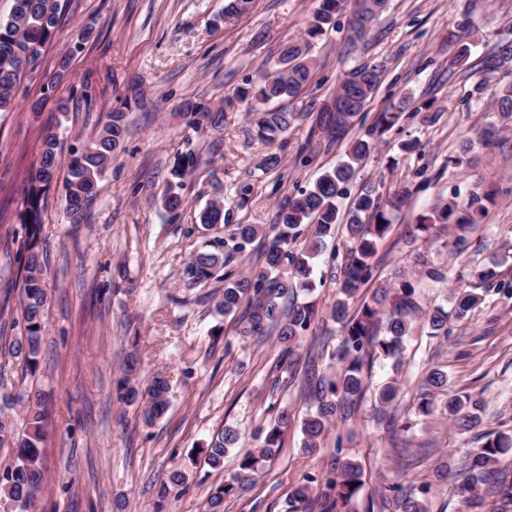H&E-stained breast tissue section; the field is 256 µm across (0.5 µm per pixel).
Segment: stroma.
<instances>
[{
    "instance_id": "obj_1",
    "label": "stroma",
    "mask_w": 512,
    "mask_h": 512,
    "mask_svg": "<svg viewBox=\"0 0 512 512\" xmlns=\"http://www.w3.org/2000/svg\"><path fill=\"white\" fill-rule=\"evenodd\" d=\"M230 0H59L60 21L39 66L23 78L13 111L0 112V334L13 336L20 315L26 228L21 222L30 174L39 161L42 134L59 135L56 182L45 193L40 246L47 251L45 335L35 376L0 350V395L39 385L49 394V434L43 469L45 492L37 512H205L216 489L237 469L242 451L261 445L281 409L297 418L278 455L263 461L255 483L226 496L224 512H311L291 507L289 493L304 475L320 473L329 449L301 450L299 421L311 404L301 386L302 364L277 368L275 339L260 343L240 336L231 319L215 309L216 280L195 284L183 270L225 224H270L278 202L311 186L345 153L346 141L325 146L314 112L358 65L379 63L382 80L349 135L363 132L376 115L411 95L430 105L425 123L405 112L381 137L341 201L349 208L362 188L389 194L413 187L407 207L395 215L380 244L370 287L409 277L424 309L448 306L456 273L463 267L499 263L512 281V259L500 263L503 243L512 244V122L495 106V94L512 82V67L485 70L481 62L496 43L512 40V0H388L358 42H350V10L335 29L312 44V80L294 101L306 118L268 143L257 135L255 116L238 92L277 66L281 44L304 40L317 0H254L249 13L225 19ZM475 26L460 29L463 17ZM92 27L95 38L78 45ZM470 54L455 57L461 44ZM69 68L55 93L46 84L61 54ZM69 104L57 110L58 99ZM41 111H31L34 101ZM199 104L224 113L213 128L190 114ZM123 115V150L99 182L87 216L73 221L64 207L66 167L91 145L112 113ZM488 144L461 147L487 126ZM408 141L420 144L407 153ZM318 144L303 161L305 143ZM271 153L280 166L263 167ZM196 163L184 180L183 204L166 211L161 197L171 171L185 155ZM492 192L487 210L456 253L449 229L413 239L405 226L453 193ZM224 205L226 222L203 230L207 204ZM349 245L345 235L329 241L315 260L314 286L306 298L326 312L336 296V276ZM424 255L433 275L418 269ZM140 357L142 377L160 373L170 382V407L146 424L137 406L120 402L117 383L129 352ZM443 366L450 393L466 392L483 403L481 431H512V299L489 289L465 318L449 317L447 335L432 338L417 322L404 342L403 361L374 358L359 411L343 430L344 448L363 467L360 507L391 483L430 485V512H465L458 451L473 445L446 418L420 421L414 397L425 371ZM395 382L388 405L393 425L378 423V389ZM241 440L216 471L199 456L224 427ZM187 468L188 487L158 508L156 489L171 469Z\"/></svg>"
}]
</instances>
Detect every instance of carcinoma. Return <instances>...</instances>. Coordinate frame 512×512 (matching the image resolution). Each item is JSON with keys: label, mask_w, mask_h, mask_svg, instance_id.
Returning a JSON list of instances; mask_svg holds the SVG:
<instances>
[{"label": "carcinoma", "mask_w": 512, "mask_h": 512, "mask_svg": "<svg viewBox=\"0 0 512 512\" xmlns=\"http://www.w3.org/2000/svg\"><path fill=\"white\" fill-rule=\"evenodd\" d=\"M347 0H318V5L307 22L306 40L288 45L278 58L279 69L263 76L258 83L242 89L238 100L249 101L259 112V135L269 141L288 132L303 121L306 113L296 110L268 109L261 106L280 99H295L308 84L315 68L311 43L326 30L335 27L336 16L344 10ZM387 0H355L350 20V40L365 35L368 27L380 15ZM58 0H14L10 15L0 19V112L14 107L16 87L24 74L26 63L39 59L43 49L53 38L59 17ZM512 62V43L502 42L497 52L487 59L491 69ZM382 79L378 64L362 65L340 82L332 107L321 110L319 124L327 132L328 142L344 137L348 128L367 106ZM497 111L512 117V84L502 86L496 93ZM411 104L405 96L396 112H381L371 127L349 142L346 159L325 170L313 186L285 197L278 205L273 224H227L224 208L209 204L201 216L202 226L224 225V239L207 243V249L193 255L185 264L184 275L193 282H203L222 272L224 288L215 304L218 313L236 320L241 334L265 340L275 335L281 347V361L286 362L300 347L317 316L309 302L297 301V289L312 287V259L324 245L326 238L335 235L336 226L346 221L351 246L341 266L340 288L331 304L329 320L340 325L337 344L328 353L329 363L340 366L332 378L320 373L315 359H310L304 370L303 382L314 399V404L303 419L302 450L313 454L324 447L330 427L337 421H350L361 399L367 382L364 370L374 357L395 359L403 349L413 321L423 315L418 291L413 280L405 278L389 288H378L368 299L358 300L361 289L374 279V257L379 244L392 228V216L407 205L411 191L398 189L384 197L373 186L363 188L347 218H341L339 200L346 185L355 177L360 163L374 150L378 136L391 128ZM124 127L122 113L115 112L104 126L98 139L69 164L65 185V207L75 220L86 212L98 181L105 176L122 150ZM194 164L187 155L172 171L173 181L163 195L162 204L169 211L182 205L180 194L185 175ZM61 165L59 137L45 131L40 159L35 169L41 183L33 184L26 201L24 222L27 227L26 256L19 307L23 331L14 337L8 352L23 365L24 371L34 375L42 354L45 330L44 311L48 293L44 288L45 261L39 249L41 240V212L43 195L57 179ZM487 197L472 191L466 197L455 193L448 202L417 215L407 225L411 237L430 233L442 224L452 230V245L456 252L469 248V235L478 217L484 214ZM264 240L258 254V263L246 272L234 268L236 262L252 256L256 239ZM457 287L452 289L453 313L463 317L480 301L477 286L496 288L497 292L512 296V282L500 278L496 266L479 269L467 267L459 271ZM431 336L448 335V312L442 307L432 309L427 316ZM138 369V356L132 353L125 361L126 376L119 384L120 400L126 405L143 404V418L153 423L169 407L170 384L167 377L155 374L141 384L132 377ZM448 373L435 367L425 373L420 384L418 415L427 417L437 409L433 396L445 391ZM398 390L390 382L379 391L378 421L385 419L382 407L390 404ZM47 393L39 387L25 389L16 398L3 401L0 406V450L11 455L7 464L0 466V501L13 502L16 512H34L43 493V448L48 422L45 411ZM23 409V422L18 424L6 418V410ZM479 402L468 395L448 397L442 414L448 416L463 433L474 431L481 422ZM293 415L286 409L279 411L268 426L263 445L246 450L238 470L224 481L208 502L207 512H221L224 497L251 485L257 476V465L273 458L281 448L285 431L291 426ZM240 440L238 430L226 427L213 436L201 449L204 461L213 469L224 467V456ZM332 455L335 467L323 476L307 474L291 491L297 502L310 501L320 506L319 512H356L364 481L362 467L350 454L343 453L342 440L336 438ZM512 455V433H488L484 442L471 448L465 456L466 469L472 478L485 485V494L500 497L499 512H512V484L503 485L498 465ZM187 473L175 468L158 487L159 502L173 492L187 486ZM395 498L382 496V508L394 506L396 512H429L425 498L404 490L403 485H391Z\"/></svg>", "instance_id": "obj_1"}]
</instances>
